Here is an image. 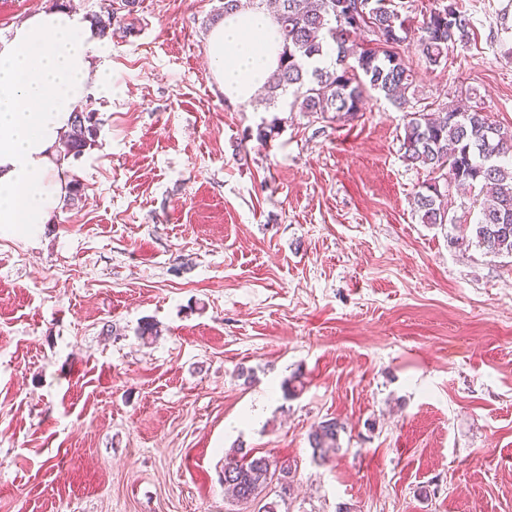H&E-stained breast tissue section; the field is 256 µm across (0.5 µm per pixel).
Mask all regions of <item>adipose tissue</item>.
<instances>
[{"instance_id": "obj_1", "label": "adipose tissue", "mask_w": 512, "mask_h": 512, "mask_svg": "<svg viewBox=\"0 0 512 512\" xmlns=\"http://www.w3.org/2000/svg\"><path fill=\"white\" fill-rule=\"evenodd\" d=\"M98 37L69 9L32 15L0 39V237L34 239L60 207L67 183L57 147L86 95ZM280 44L263 9L229 15L208 37V58L228 102L264 84Z\"/></svg>"}]
</instances>
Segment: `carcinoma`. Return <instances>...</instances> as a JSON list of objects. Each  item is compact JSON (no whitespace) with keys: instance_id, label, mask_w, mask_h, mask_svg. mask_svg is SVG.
<instances>
[{"instance_id":"cac0c4a2","label":"carcinoma","mask_w":512,"mask_h":512,"mask_svg":"<svg viewBox=\"0 0 512 512\" xmlns=\"http://www.w3.org/2000/svg\"><path fill=\"white\" fill-rule=\"evenodd\" d=\"M273 17L282 43L278 66L261 88L271 104L284 93L291 107L321 116H353L375 92L408 121L400 146L403 160L426 171L414 204L424 224H449L454 244L480 248L494 256L512 255V127L474 106L449 102L432 110L416 84L414 60L399 51L414 47L429 67L447 65L455 45L469 38L470 17L456 0H440L412 23L392 0H277ZM114 13L90 16L101 38H124L130 28L114 26ZM327 64H318L323 58ZM95 113L73 112L66 154L81 156L97 137ZM469 189L460 210L448 206L453 190ZM344 426L335 419L319 422L309 434L313 457L325 460L341 448ZM291 473L290 461L245 453L224 460V486L238 502L258 498L274 472Z\"/></svg>"}]
</instances>
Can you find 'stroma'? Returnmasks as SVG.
Here are the masks:
<instances>
[{
    "label": "stroma",
    "mask_w": 512,
    "mask_h": 512,
    "mask_svg": "<svg viewBox=\"0 0 512 512\" xmlns=\"http://www.w3.org/2000/svg\"><path fill=\"white\" fill-rule=\"evenodd\" d=\"M223 3L138 0L92 56L112 82L61 164L80 196L0 238V512H512V257L420 223L384 99L351 119L228 102ZM461 3L470 39L419 88L512 125V0ZM331 418L341 449L313 461ZM238 446L293 472L238 503Z\"/></svg>",
    "instance_id": "obj_1"
}]
</instances>
